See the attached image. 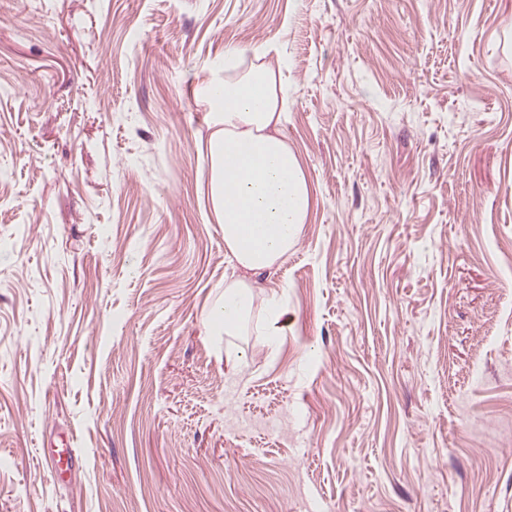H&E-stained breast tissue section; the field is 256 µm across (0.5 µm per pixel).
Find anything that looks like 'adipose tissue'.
Instances as JSON below:
<instances>
[{"label": "adipose tissue", "mask_w": 512, "mask_h": 512, "mask_svg": "<svg viewBox=\"0 0 512 512\" xmlns=\"http://www.w3.org/2000/svg\"><path fill=\"white\" fill-rule=\"evenodd\" d=\"M268 53L263 45L225 46L202 89L212 107L210 200L224 226V250L242 271L225 285L224 306L214 314L228 336L249 326L259 336L281 335L279 297L251 324L253 279L294 250L312 206L308 176L282 134L288 94Z\"/></svg>", "instance_id": "obj_1"}]
</instances>
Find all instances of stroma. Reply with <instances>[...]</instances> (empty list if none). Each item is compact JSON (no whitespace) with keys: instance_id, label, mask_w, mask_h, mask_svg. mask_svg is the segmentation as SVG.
<instances>
[{"instance_id":"obj_1","label":"stroma","mask_w":512,"mask_h":512,"mask_svg":"<svg viewBox=\"0 0 512 512\" xmlns=\"http://www.w3.org/2000/svg\"><path fill=\"white\" fill-rule=\"evenodd\" d=\"M508 40L512 0H0V512H512ZM229 43L313 196L274 347L212 332ZM80 456L77 448H49L43 452L44 464L52 471H61L78 463Z\"/></svg>"}]
</instances>
